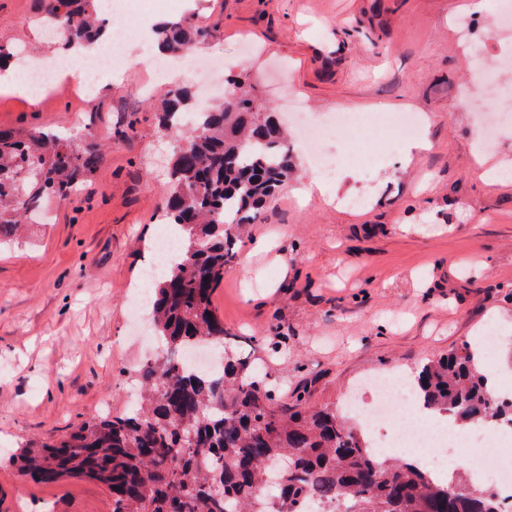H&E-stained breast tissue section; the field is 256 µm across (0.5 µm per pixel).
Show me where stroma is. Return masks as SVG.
<instances>
[{
	"mask_svg": "<svg viewBox=\"0 0 512 512\" xmlns=\"http://www.w3.org/2000/svg\"><path fill=\"white\" fill-rule=\"evenodd\" d=\"M43 0H0V36L57 54ZM197 52L256 85L276 120L283 101L310 112H417L427 149L384 147L373 168H340L325 193L300 200L299 172L245 232L214 307L242 354L259 359L279 401L341 406L372 374L412 371L471 343L488 317L512 326V182L477 176L473 57L512 55V28L462 0H197ZM469 19L470 42L457 26ZM141 63L102 74L94 94L48 104L0 90V126H51L83 145L100 132L103 156L73 202L0 245V512H112L104 485L34 482L20 468L26 442L65 435L137 399L139 372L161 353L129 302L149 263L169 181L174 133L157 108L188 81Z\"/></svg>",
	"mask_w": 512,
	"mask_h": 512,
	"instance_id": "1",
	"label": "stroma"
}]
</instances>
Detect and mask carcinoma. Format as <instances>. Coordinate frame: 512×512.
<instances>
[{
	"label": "carcinoma",
	"mask_w": 512,
	"mask_h": 512,
	"mask_svg": "<svg viewBox=\"0 0 512 512\" xmlns=\"http://www.w3.org/2000/svg\"><path fill=\"white\" fill-rule=\"evenodd\" d=\"M42 26L62 48L98 42L106 27L96 0H46ZM159 46L186 54L207 38L189 18L156 25ZM224 102L202 112L188 91L168 93L159 127L181 130L164 218L177 227L180 259L154 283L148 320L172 357L141 371V403L101 415L75 431L30 441L21 468L36 482L63 477L107 487L112 512H500L491 486L462 476L446 484L410 459L377 456L359 429L327 405L278 406L267 373L234 352L213 295L235 258L243 228L297 173L280 125L261 110L254 85L229 78ZM101 160L96 136L76 147L58 131L0 127V242L16 235L47 197L61 202L89 182ZM211 345L221 370L178 365V355ZM414 389L425 407L460 426L512 421L482 358L467 345L421 366Z\"/></svg>",
	"instance_id": "carcinoma-1"
}]
</instances>
